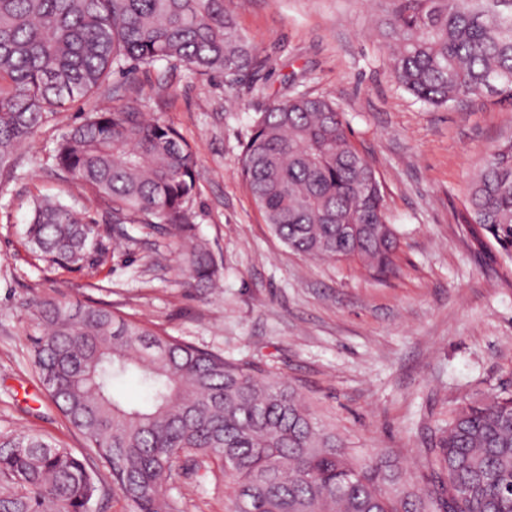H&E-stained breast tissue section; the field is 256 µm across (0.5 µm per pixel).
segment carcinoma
Listing matches in <instances>:
<instances>
[{"label":"carcinoma","instance_id":"carcinoma-1","mask_svg":"<svg viewBox=\"0 0 512 512\" xmlns=\"http://www.w3.org/2000/svg\"><path fill=\"white\" fill-rule=\"evenodd\" d=\"M396 82L441 108L493 95L512 107V0H387L377 21ZM178 61L227 85L264 67L224 0H0V181L17 148L71 104L89 105L50 158L58 176L102 200L111 224H160L180 239L188 286L213 288L215 259L190 203L199 172L169 123L99 105L128 67ZM242 176L265 222L292 250L383 275L398 239L383 184L336 105L306 93L274 99L242 150ZM462 223L512 242V139L473 179ZM29 248L63 269L96 270L108 246L75 204L38 199ZM40 382L110 473L131 512H182L170 496L194 457L229 489L225 512H512V394L457 408L421 450L357 458L292 387L248 362L164 336L97 303H37ZM149 394L131 405L115 385ZM103 493L87 463L37 433L0 439V512H92Z\"/></svg>","mask_w":512,"mask_h":512}]
</instances>
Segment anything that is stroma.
<instances>
[{
	"label": "stroma",
	"mask_w": 512,
	"mask_h": 512,
	"mask_svg": "<svg viewBox=\"0 0 512 512\" xmlns=\"http://www.w3.org/2000/svg\"><path fill=\"white\" fill-rule=\"evenodd\" d=\"M265 66L235 87L160 62L117 73L106 104L156 113L192 146L200 170L196 233L223 271L217 287L187 286L183 247L159 225L128 224L95 273L48 265L28 247L35 198L105 208L60 179L50 154L81 121L75 103L17 151L0 184V437L31 430L98 469L96 512H128L107 471L63 418L35 371L36 304L90 301L298 390L323 424L360 455L398 454L415 468L455 408L512 393V247L459 223L472 179L512 137V111L486 97L435 109L392 78L374 35L384 0H226ZM334 101L350 138L377 171L396 230V269L318 260L288 248L266 224L241 175L242 144L280 95ZM185 512H224V477L206 463L172 485Z\"/></svg>",
	"instance_id": "35a3bbf8"
}]
</instances>
